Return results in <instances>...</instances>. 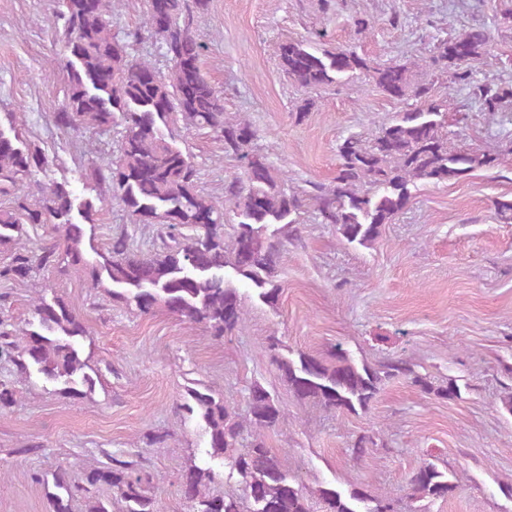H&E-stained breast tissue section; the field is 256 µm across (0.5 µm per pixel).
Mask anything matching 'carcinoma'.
I'll return each instance as SVG.
<instances>
[{
    "label": "carcinoma",
    "instance_id": "cac0c4a2",
    "mask_svg": "<svg viewBox=\"0 0 512 512\" xmlns=\"http://www.w3.org/2000/svg\"><path fill=\"white\" fill-rule=\"evenodd\" d=\"M113 6L114 0H62L69 84L54 116L65 132L119 129L118 157L107 164L93 162L84 173L87 184L107 195L81 200L67 183L56 181L39 188L38 197L30 200L22 189L49 161L24 137L18 113H0V194L12 197V206L0 209V249L9 251L8 261L0 264V281L24 282L44 271L79 268L88 274L91 287L104 289L112 300L143 315L164 309L222 342L243 320L240 287L270 307L277 304L278 267L288 245L301 240L300 218L307 209H313L318 223L334 225L345 243L370 248L382 227L407 207L410 186L456 183L498 164L491 147L450 145L446 105L430 98L429 85L412 86L411 66L375 64L355 51L319 50L302 39L279 48L281 70L301 90L308 93L360 73L391 98L404 100L412 94L424 104L397 113L370 141L345 138L337 147L339 163L330 184L295 187L256 148L252 123L226 116L223 97L202 74L204 46L193 26L208 0H146L142 28L164 49L165 73L132 55L139 32L124 39L112 36ZM489 43L485 30L472 28L438 43L431 63L468 85L482 111L493 116L512 103V84L473 81L470 64L486 54ZM180 128L219 133L224 152L242 163L241 175L224 182V196L199 187L197 165L176 142ZM109 199L133 223L157 226L154 253L139 251L126 234L112 238L104 250L95 246L97 216ZM229 207L236 223L228 245L224 228ZM28 224H53L59 235L33 247L27 242ZM94 345L88 327L57 295L38 297L31 318L20 328L0 322V353L18 373L35 374L74 395L95 387ZM265 353L297 401L329 410L365 412L381 382L398 377L440 400L461 397L455 381L435 386L403 358L375 369L358 364L342 349L326 357L287 350L276 336L269 338ZM16 403L12 385L1 380L0 413ZM182 408L202 426L209 455L224 460L243 490L241 497L214 495L209 491L214 471L190 465L180 477L190 512H311L300 484L265 443L264 433L279 426L285 411L262 384L248 388L242 414L195 388ZM247 436L248 445L237 451ZM37 480L51 486V512H72L78 498L85 500V512H112V501L93 495L101 486L112 488L123 512H158L146 490L144 465L121 455L109 454L107 461L77 476L59 470L50 480L42 475ZM408 484L419 500L445 499L454 491L448 472L431 462L415 468ZM319 495L325 512H396L391 503L358 485L345 491L325 487Z\"/></svg>",
    "mask_w": 512,
    "mask_h": 512
}]
</instances>
